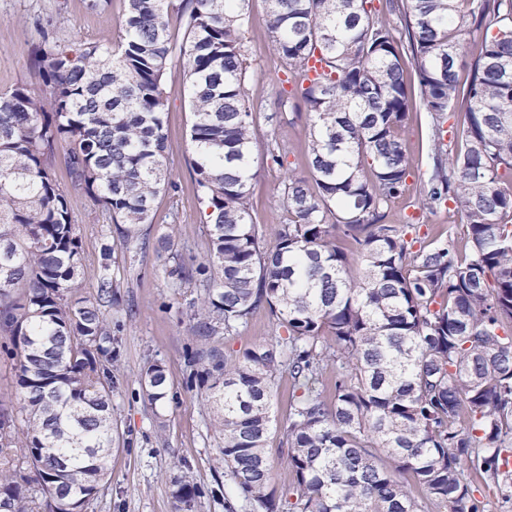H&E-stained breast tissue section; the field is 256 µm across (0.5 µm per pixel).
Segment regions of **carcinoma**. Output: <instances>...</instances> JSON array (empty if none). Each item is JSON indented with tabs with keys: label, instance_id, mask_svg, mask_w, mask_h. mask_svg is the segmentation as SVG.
I'll list each match as a JSON object with an SVG mask.
<instances>
[{
	"label": "carcinoma",
	"instance_id": "carcinoma-1",
	"mask_svg": "<svg viewBox=\"0 0 512 512\" xmlns=\"http://www.w3.org/2000/svg\"><path fill=\"white\" fill-rule=\"evenodd\" d=\"M291 98L310 116L309 172L290 170V214L263 249L251 218L254 107L242 31L250 0H124L119 40L45 37L33 58L48 92H0V349L15 397H0V512H83L112 457V367L106 310L119 302L114 244L96 297L80 294L81 240L53 178L66 144L70 186L107 213L120 244L152 223L176 189L166 161L162 86L179 63L190 86L193 171L209 209L210 253L185 258L168 239V274L192 284L198 386L216 407L225 477L249 512H420L408 474L444 512H485L480 486L512 485V0H391L406 41L371 0H265ZM184 20L175 44L169 13ZM485 31L466 78L458 59ZM436 120L419 207L448 202L463 237L435 241L419 224H384L414 162L400 136L409 91ZM465 103L445 147L441 119ZM348 242L350 249L336 245ZM264 306L286 336L232 358L212 344ZM336 365L335 400L322 379ZM295 394L278 489L268 460L276 376ZM167 395L165 366L143 377ZM179 512L197 486L175 481Z\"/></svg>",
	"mask_w": 512,
	"mask_h": 512
}]
</instances>
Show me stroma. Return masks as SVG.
Here are the masks:
<instances>
[{
	"instance_id": "35a3bbf8",
	"label": "stroma",
	"mask_w": 512,
	"mask_h": 512,
	"mask_svg": "<svg viewBox=\"0 0 512 512\" xmlns=\"http://www.w3.org/2000/svg\"><path fill=\"white\" fill-rule=\"evenodd\" d=\"M123 14V0H108L96 8L91 0H0V91L21 83L42 90L30 59L44 36L65 41L115 39L121 33ZM243 41L249 54L247 96L257 109L251 216L264 248L270 249L277 229L289 219L280 191L284 168L303 177L309 174L308 114L302 107L291 111L279 105L291 85L273 49L264 0H252ZM407 80L412 98L401 137L415 167L403 194L389 202L386 221L423 224L435 235L446 232L449 225L464 224L465 218L444 204L431 209L417 205L432 166L433 120L420 102L415 69H408ZM163 98L167 164L177 187L159 199L152 223L142 226L146 246L115 245L111 264H104L107 214L88 195L68 188L63 162L53 167L56 180L68 189V207L81 239L82 295L95 297L98 279L106 269L117 279L121 293L109 317L119 345L112 422L124 442L113 451L109 475L86 502L84 512H177L173 483L186 474L199 491L193 512H226L227 483L220 453L224 441L210 426L212 408L204 391L190 383L189 304L197 291L176 287L164 258L155 251L157 241L168 234L187 255L206 257L210 246L206 207L191 167L189 85L180 71H172L167 78ZM275 150L282 151V164L272 162ZM282 333L269 311L261 307L233 335L218 337L217 345L226 354L239 356ZM156 361L167 370L169 389L166 399L154 404L142 389L141 377ZM292 391L290 375L280 372L272 398L274 422L269 440V464L280 487L292 480L287 458L276 451Z\"/></svg>"
}]
</instances>
